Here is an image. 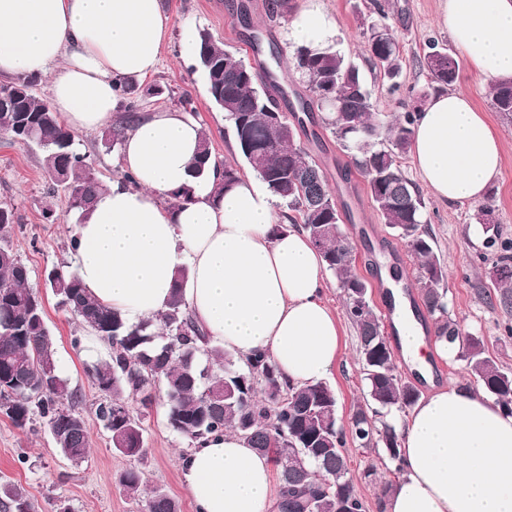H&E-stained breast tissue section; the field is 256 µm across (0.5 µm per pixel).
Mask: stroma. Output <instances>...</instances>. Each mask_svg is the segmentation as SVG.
<instances>
[{
	"label": "stroma",
	"instance_id": "obj_1",
	"mask_svg": "<svg viewBox=\"0 0 512 512\" xmlns=\"http://www.w3.org/2000/svg\"><path fill=\"white\" fill-rule=\"evenodd\" d=\"M268 0H161L172 22L171 35L163 48L157 72L141 81L142 86L167 84L186 90L196 109V119L207 132L218 156L240 162L231 127L222 110L209 100L204 75L195 53L186 49V35L208 29L226 48L244 49L248 26L261 31L267 45L278 50L281 59L289 58L292 46L285 39L286 18L276 22L267 19ZM329 15L339 31V50L356 64L370 90L378 111L394 119L413 110L412 89L423 88L428 81L425 72L413 60L428 40L449 44L446 31L436 25L439 0H390L389 23L399 45L403 68L398 78L401 88L391 92L387 78L374 70L362 53L360 15L370 11V0H325ZM457 88L467 92L488 118L504 145V159L493 184L494 219L506 241H512V121L494 112L486 96L488 83L478 77L468 63H461ZM311 137L299 142L319 163L339 208L353 218L365 217L372 228L366 236H358L351 222L344 230L355 246L356 271L369 283H376L379 273L398 270L401 282L413 284L418 275L416 261L397 264L388 248L397 239L382 224L359 175L343 177L340 170L349 159L335 137L325 129L321 113H314ZM81 151L90 154L104 185H111L121 173L115 164L117 154L107 150L101 132H77ZM429 229L447 269L448 310L466 333L483 337L486 348L497 363L512 371V313L487 304L480 296L489 281L491 262L482 260L485 251L483 235L474 233L475 206L468 202L446 203L432 194L424 196ZM0 205L13 207L19 217L11 243L29 269V285L40 291L47 324L55 339L62 375L82 395L79 410L85 420L90 449L88 458L73 464L56 449L49 432L40 426L19 429L0 415V478L25 490L37 512H49L51 502L61 500L71 512H141L139 499L128 495L118 484V476L126 468L140 465L150 486L163 488L179 504L180 512H193L191 498L178 468V457L189 443L171 431L166 421L164 400H157L143 419L144 460H136L113 451L108 432L94 415L100 392L93 384L90 368L102 357L100 340L84 330L58 306L57 298L45 287L50 269L74 266L70 246L73 219L68 212L64 193L49 194L43 168V153L34 146L10 145L0 141ZM53 211L46 219L45 211ZM323 300L337 318L343 336L340 357L327 378L337 397L338 422L350 427L351 417L366 399L365 381L359 362L357 333L344 309V292L334 277H327ZM82 337V346L72 344ZM349 475L358 493L368 505V512H379L378 498L383 483L395 482L391 465L385 464L377 451L347 445ZM374 478H366L367 470Z\"/></svg>",
	"mask_w": 512,
	"mask_h": 512
}]
</instances>
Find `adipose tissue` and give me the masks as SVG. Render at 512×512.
<instances>
[{"mask_svg":"<svg viewBox=\"0 0 512 512\" xmlns=\"http://www.w3.org/2000/svg\"><path fill=\"white\" fill-rule=\"evenodd\" d=\"M438 25L479 76L512 81V0H440ZM171 25L159 0H0V78L49 75L50 104L85 132L109 125L121 82L156 72ZM338 32L324 0H296L287 39L321 51ZM200 124L186 112L140 113L117 157L120 179L74 226L75 271L96 302L137 321L164 313L179 268L183 298L210 344L235 358L267 352L292 384L326 378L341 331L323 301L324 267L308 235L274 232V197L259 179L229 187L195 177ZM425 188L482 202L503 162L484 112L458 90L416 115L410 144ZM187 201L169 205L171 191ZM402 473L386 512H512V412L480 391L448 385L400 426ZM195 512H271V458L234 431L197 440L180 458Z\"/></svg>","mask_w":512,"mask_h":512,"instance_id":"1","label":"adipose tissue"}]
</instances>
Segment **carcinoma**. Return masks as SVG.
<instances>
[{
    "label": "carcinoma",
    "mask_w": 512,
    "mask_h": 512,
    "mask_svg": "<svg viewBox=\"0 0 512 512\" xmlns=\"http://www.w3.org/2000/svg\"><path fill=\"white\" fill-rule=\"evenodd\" d=\"M388 9V4L374 0L377 19L362 21V34L368 61L394 80L401 69L400 50L385 23ZM196 54L209 97L233 127L240 153L288 209L283 214L286 223L274 225L273 232L290 225L301 229L321 252L325 268L339 287H366L354 272L355 247L340 227L327 179L297 144V130L281 111L282 99L291 112L324 113L326 128L351 156L371 199L379 202L384 224L419 261L417 288L422 305L434 318L435 341L457 351L475 389L512 412V371L500 367L483 339L465 335L448 315L445 267L433 247L425 202L402 169L401 159L409 152L420 106L394 121L376 117L375 102L359 68L336 48L316 54L303 47L294 49L293 69L314 82L311 94H295L294 103L276 84L275 66L280 60L275 53H269L272 64L262 62L257 70L202 29L196 38ZM415 63L430 78V85L420 91L422 101L453 86L459 77V61L435 40L428 42ZM35 82V77L26 75L0 83V138L12 145L42 148L50 190L62 189L70 209L83 215L104 184L90 156L76 147L75 135L60 115L34 94ZM161 94L159 85L142 90L132 80L122 83L119 111L123 117L107 131L105 141L114 148L120 145L125 129L137 119L141 96ZM488 97L494 111L512 119L511 81L490 84ZM211 166L222 170L226 186L240 176L236 166L213 153L205 133L193 174L200 175ZM494 201V194H488L474 213L486 234L484 247L495 253L492 269L498 273L483 288V297L509 313L512 241L500 240L492 217ZM16 223L14 208L0 205V414L20 429L40 422L56 449L78 464L89 448L85 420L77 410L82 395L60 372L42 298L29 288V270L11 245ZM186 277V269L179 270L165 313L130 322L91 299L69 267H56L48 274L49 288L60 297L64 310L111 348L110 361L93 366L90 374L102 393L95 415L109 432L112 448L138 459L146 455L142 414L132 411L128 398L147 409L161 392L169 427L189 443L230 428L248 447L270 456L279 474L278 512H367L368 505L348 476L347 442L357 448L382 449L394 471L401 472L400 434L388 417L395 412L409 414L420 399V391L397 371L376 308L370 303L360 305L351 296L345 298L367 389L366 407L354 412L347 434L338 425L336 393L327 383L291 385L264 351L235 359L209 345L186 309ZM146 482L138 466L125 469L118 477V484L133 496L140 494ZM0 512H34V506L24 490L3 481ZM142 512H179V506L165 490L155 487L144 498Z\"/></svg>",
    "instance_id": "carcinoma-1"
}]
</instances>
